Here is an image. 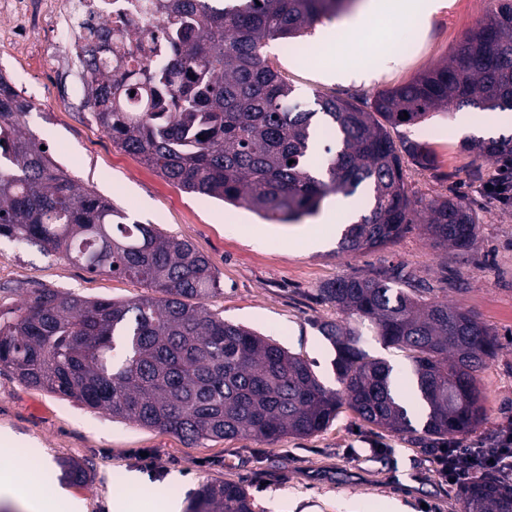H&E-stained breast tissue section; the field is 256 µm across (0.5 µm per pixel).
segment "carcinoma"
<instances>
[{
    "label": "carcinoma",
    "mask_w": 512,
    "mask_h": 512,
    "mask_svg": "<svg viewBox=\"0 0 512 512\" xmlns=\"http://www.w3.org/2000/svg\"><path fill=\"white\" fill-rule=\"evenodd\" d=\"M350 2L164 0L167 63L128 56L137 31L122 45L100 34L87 46L88 66L97 67L107 46L133 77L100 74L86 87L85 107L112 143L172 184L270 223L312 217L331 195L370 193L368 212L341 233L342 254L383 248L420 222L433 246L468 249L477 237L472 202L412 193L401 153L423 168L433 157L409 139L396 147L390 129L466 107L512 111V0H494L449 60L379 92L368 110L321 93L314 110L290 105L294 89L268 59L269 42H297ZM132 94L146 98L139 112L123 110ZM28 108L0 76V236L160 296L114 301L48 290L14 313L0 312V366L20 383L189 441L311 436L344 407L391 433L419 430L432 445L484 422L477 375L499 341L469 310L431 295L399 266L325 284L322 300L348 318L319 325L337 350L343 390H331L301 355L213 314L207 301L221 288L210 260L151 224L128 223L76 184L25 131ZM464 148L512 170V136L473 137ZM353 320L405 353L417 388L412 406L399 399L393 367L360 349ZM61 471L74 485L89 480L75 461L61 462ZM460 495L463 512H512V484L493 471L465 483ZM189 512L254 510L245 486L222 482L200 488Z\"/></svg>",
    "instance_id": "carcinoma-1"
}]
</instances>
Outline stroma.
I'll list each match as a JSON object with an SVG mask.
<instances>
[{
    "instance_id": "35a3bbf8",
    "label": "stroma",
    "mask_w": 512,
    "mask_h": 512,
    "mask_svg": "<svg viewBox=\"0 0 512 512\" xmlns=\"http://www.w3.org/2000/svg\"><path fill=\"white\" fill-rule=\"evenodd\" d=\"M489 8L490 0H446L422 28L392 25L393 59L380 51L364 57L377 72L368 86L322 78L321 54L310 38L302 54L283 55L279 40L266 53L305 107H312L318 92L369 103L377 92L405 84L446 60ZM5 67L15 75L20 95L33 102L25 117L28 131L72 179L124 210L130 220L156 225L209 258L222 288L208 301L218 317L256 329L314 362L319 379L336 390V350L317 324L339 320L341 314L321 299L320 288L346 275L403 267L422 287L470 310L501 344L478 375L488 421L457 436V443L465 448L490 440L512 424V199L488 191L497 165L463 150L456 120L402 126L392 137L425 144L433 153L429 169L403 158L410 189L431 198L457 188L473 201L479 224L472 248L435 249L414 227L374 251L338 253L334 234L314 251L306 235L313 219L268 224L244 209L186 192L114 145L88 113L65 110L62 103L75 96V87L44 79L38 60L21 56ZM48 289L121 301L147 292L141 283L87 273L62 255H46L1 236L0 311L16 310ZM1 432L16 437L10 456L17 471L31 463L36 448L45 449L52 460L45 473L48 489L65 488L84 501L86 512H112L113 500L129 495L133 473L148 477L157 496L184 507L202 485L232 481L248 487L254 512H377L387 499L399 500L406 512H462L459 486L440 475L436 449L367 424L348 410L312 436L190 442L112 420L23 385L0 368ZM65 459L83 464L90 474L87 484H64L59 463Z\"/></svg>"
}]
</instances>
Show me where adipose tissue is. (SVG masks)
I'll use <instances>...</instances> for the list:
<instances>
[{"label": "adipose tissue", "instance_id": "1", "mask_svg": "<svg viewBox=\"0 0 512 512\" xmlns=\"http://www.w3.org/2000/svg\"><path fill=\"white\" fill-rule=\"evenodd\" d=\"M443 6V0H364L361 8L341 21L344 30V48H337L336 62L325 64V79L344 83L367 85L376 77L375 70L363 66L362 47L386 40V26L390 23H426ZM51 463L49 456H41L40 467L17 476L13 468H0V504L21 507L23 512H54L58 499L44 486L43 471Z\"/></svg>", "mask_w": 512, "mask_h": 512}]
</instances>
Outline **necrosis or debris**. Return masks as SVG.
<instances>
[{
    "label": "necrosis or debris",
    "instance_id": "1",
    "mask_svg": "<svg viewBox=\"0 0 512 512\" xmlns=\"http://www.w3.org/2000/svg\"><path fill=\"white\" fill-rule=\"evenodd\" d=\"M141 0H0V46L19 54L38 53L53 66L78 71L74 47L79 38L108 30L145 34L134 52L149 62L165 60V26L158 15L143 12ZM46 39L34 43L35 31Z\"/></svg>",
    "mask_w": 512,
    "mask_h": 512
}]
</instances>
